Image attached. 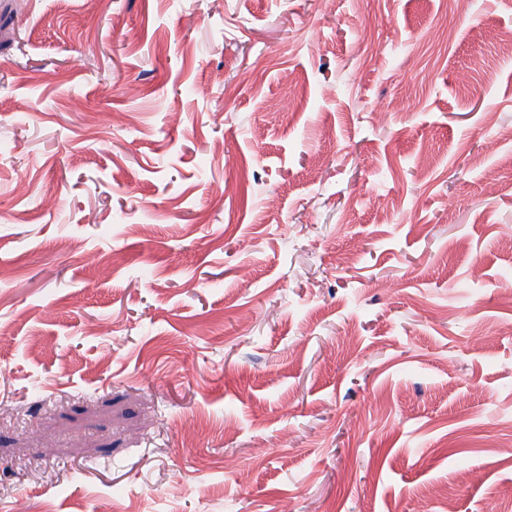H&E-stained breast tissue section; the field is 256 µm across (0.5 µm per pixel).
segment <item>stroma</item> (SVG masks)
Wrapping results in <instances>:
<instances>
[{"instance_id":"stroma-1","label":"stroma","mask_w":512,"mask_h":512,"mask_svg":"<svg viewBox=\"0 0 512 512\" xmlns=\"http://www.w3.org/2000/svg\"><path fill=\"white\" fill-rule=\"evenodd\" d=\"M506 30L512 0H0V512H504Z\"/></svg>"}]
</instances>
